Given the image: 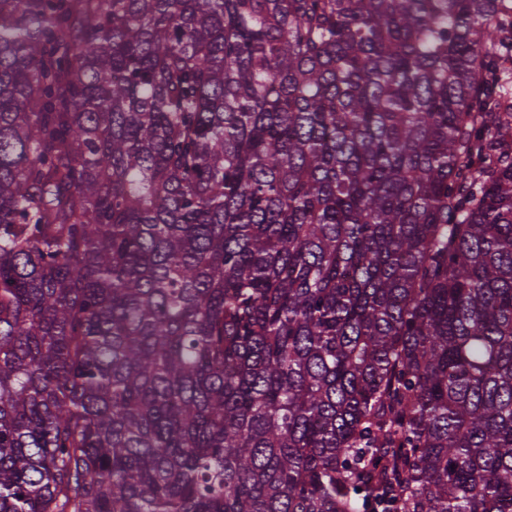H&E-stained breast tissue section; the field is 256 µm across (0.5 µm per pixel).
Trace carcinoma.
<instances>
[{
	"label": "carcinoma",
	"mask_w": 512,
	"mask_h": 512,
	"mask_svg": "<svg viewBox=\"0 0 512 512\" xmlns=\"http://www.w3.org/2000/svg\"><path fill=\"white\" fill-rule=\"evenodd\" d=\"M512 0H0V512H512Z\"/></svg>",
	"instance_id": "cac0c4a2"
}]
</instances>
